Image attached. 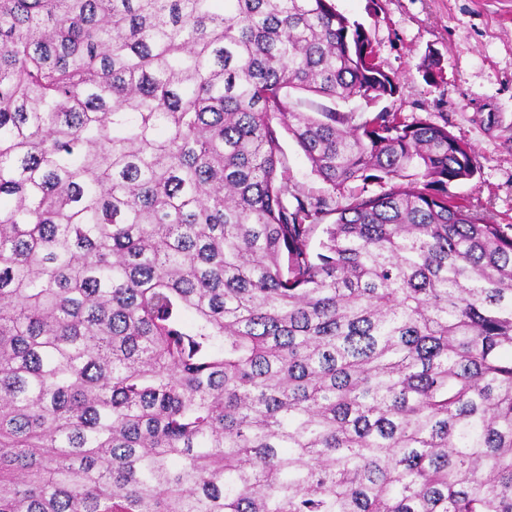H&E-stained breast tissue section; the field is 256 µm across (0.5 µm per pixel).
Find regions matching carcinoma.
Listing matches in <instances>:
<instances>
[{
    "mask_svg": "<svg viewBox=\"0 0 512 512\" xmlns=\"http://www.w3.org/2000/svg\"><path fill=\"white\" fill-rule=\"evenodd\" d=\"M292 91L399 83L332 0H0V512H512L473 149ZM279 142L281 146L282 165L279 172L282 174L283 182L287 187L286 197L293 200L291 194H323L329 186L312 171L310 162L305 157L296 141L288 132L279 128Z\"/></svg>",
    "mask_w": 512,
    "mask_h": 512,
    "instance_id": "obj_1",
    "label": "carcinoma"
}]
</instances>
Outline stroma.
<instances>
[{
    "mask_svg": "<svg viewBox=\"0 0 512 512\" xmlns=\"http://www.w3.org/2000/svg\"><path fill=\"white\" fill-rule=\"evenodd\" d=\"M339 13L362 24L381 68L395 75L399 92L379 100L330 101L292 94L300 111L400 113L406 121L447 123L468 142L476 176L448 191L469 208L512 224V0H335ZM439 59L442 78L429 84L422 71L428 57ZM279 172L289 193L321 194L316 175L288 132L279 137Z\"/></svg>",
    "mask_w": 512,
    "mask_h": 512,
    "instance_id": "obj_1",
    "label": "stroma"
}]
</instances>
